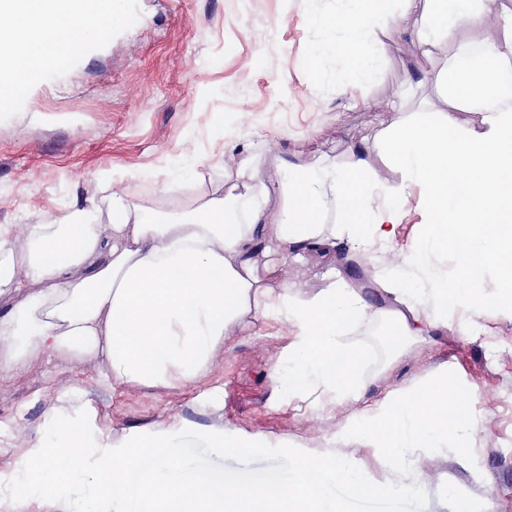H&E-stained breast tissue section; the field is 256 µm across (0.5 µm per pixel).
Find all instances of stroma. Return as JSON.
<instances>
[{
    "mask_svg": "<svg viewBox=\"0 0 512 512\" xmlns=\"http://www.w3.org/2000/svg\"><path fill=\"white\" fill-rule=\"evenodd\" d=\"M341 0H131L126 22L111 41L93 47L61 72L48 73L31 97L0 110V224H49L71 207L108 220L113 186L163 214L202 196L222 194L235 206L253 192L241 163L257 167L269 189V214L283 199L280 169L314 158L339 168L362 150L382 186L399 184L383 138L412 112H454L462 130L482 126L480 112L453 108L436 76L464 43L512 39V0L481 25H458L430 54L413 33L422 8H399L374 31L386 52L375 78L353 87L345 63L319 53L322 31L313 17ZM425 218L418 190L400 208L387 247L366 252L337 240L328 253L305 251L302 261L267 251L253 254L258 275L284 282L301 296L327 287L328 266L351 285L373 278L417 245ZM389 317L374 304L347 336L365 347L358 397L338 407L278 391L270 370L285 352L284 321L251 317L224 331V350L199 381L173 387L112 385L106 366L40 355L25 370L0 371V473L10 474L31 441L47 430L61 392L81 389L89 403L80 421L114 439L144 440L159 422L175 420L187 435L223 430L258 440L250 454L209 456L183 448L195 473L231 483L287 477L298 455L335 450L389 477L387 461L346 427L370 406L420 379L454 372L476 397L477 423L464 440L415 454L401 474L420 492L376 501L352 500V512H455L448 487L473 512H512V320L485 324L472 335L430 329L422 342L391 349L380 337Z\"/></svg>",
    "mask_w": 512,
    "mask_h": 512,
    "instance_id": "stroma-1",
    "label": "stroma"
}]
</instances>
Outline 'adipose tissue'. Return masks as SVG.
<instances>
[{
  "label": "adipose tissue",
  "mask_w": 512,
  "mask_h": 512,
  "mask_svg": "<svg viewBox=\"0 0 512 512\" xmlns=\"http://www.w3.org/2000/svg\"><path fill=\"white\" fill-rule=\"evenodd\" d=\"M415 0H345L342 10L314 20L321 50H341L357 83L375 75L364 59L383 44L371 27ZM498 0H425L415 37L432 47L450 25H479ZM123 0H0V98L19 88L31 94L43 76L73 61L84 45L103 44L124 22ZM481 130L462 131L454 113L420 112L386 138L390 161L423 193L427 212L420 245L409 258L449 253L454 269L428 277L426 288L384 268L373 283L393 296L388 342L399 348L428 329L461 315L459 334L479 324L512 319V96L481 105ZM287 200L275 242L285 255L333 238L370 249L393 241L396 206L381 202L363 159L339 169L315 161L286 165ZM339 221L325 223L329 210ZM267 221L260 203L235 216L226 198L180 209L173 217L135 204L128 191L112 193L107 223L73 208L54 224L0 225V369L21 371L48 353L67 362L95 358L114 384L191 383L206 375L224 348V328L244 313L256 321L286 317L288 354L271 370L289 396L335 405L358 393L364 351L344 343L368 313L363 288L344 280L311 298L263 281L251 262ZM496 278V291L485 289ZM81 397L63 392L50 414L52 439H37L17 472L0 486V512H350L354 499L408 492L382 482L333 452L301 458L286 479L232 484L189 471L178 448L176 422L157 425L137 445L75 424ZM472 402L455 397L448 378L424 381L394 394L374 417L353 422L367 447L403 470L417 448H443L474 426ZM74 482L87 497L62 496ZM339 484L346 497L327 499Z\"/></svg>",
  "instance_id": "adipose-tissue-1"
}]
</instances>
